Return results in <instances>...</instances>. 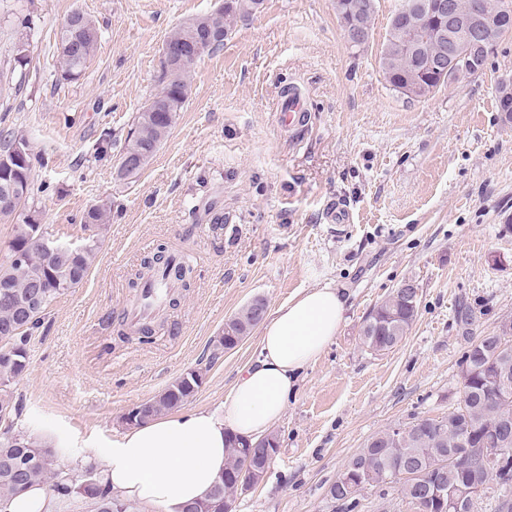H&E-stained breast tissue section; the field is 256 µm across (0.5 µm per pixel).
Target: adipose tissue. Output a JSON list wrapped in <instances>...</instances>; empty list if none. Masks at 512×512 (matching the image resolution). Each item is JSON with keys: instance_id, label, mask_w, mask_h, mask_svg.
Wrapping results in <instances>:
<instances>
[{"instance_id": "obj_1", "label": "adipose tissue", "mask_w": 512, "mask_h": 512, "mask_svg": "<svg viewBox=\"0 0 512 512\" xmlns=\"http://www.w3.org/2000/svg\"><path fill=\"white\" fill-rule=\"evenodd\" d=\"M346 311L330 287L311 288L263 323L259 354L241 369L221 410H183L134 426L113 440L102 477L124 500L181 512L212 487L228 434L257 439L284 416L300 371L334 340Z\"/></svg>"}]
</instances>
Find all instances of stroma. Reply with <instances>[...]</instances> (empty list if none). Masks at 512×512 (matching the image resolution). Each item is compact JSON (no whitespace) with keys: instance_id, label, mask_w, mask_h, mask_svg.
I'll return each mask as SVG.
<instances>
[{"instance_id":"obj_1","label":"stroma","mask_w":512,"mask_h":512,"mask_svg":"<svg viewBox=\"0 0 512 512\" xmlns=\"http://www.w3.org/2000/svg\"><path fill=\"white\" fill-rule=\"evenodd\" d=\"M220 2L0 0V132L31 142L40 190L29 209L58 239L88 206H112L96 264L31 341L14 428L47 437L81 478L84 457L104 464L123 415L187 370H207L187 409L220 408L258 356L256 328L211 356L244 305L259 298L272 310L329 286L346 300L345 319L300 373L273 427L278 454L235 512H335L328 488L347 461L385 429L446 415L469 343L512 317V123L497 110L512 34L481 74L413 101L390 90L378 63L397 0H377L361 50L344 39L336 0H264L197 63L184 110L135 181L91 161L96 141L125 138L156 92L167 34ZM77 7L101 38L66 81L56 43ZM21 41L30 62L19 75ZM292 87L307 112L287 130L277 108ZM158 245L184 253L191 286L153 337L120 339L129 281ZM407 281L419 307L405 340L370 352L366 316Z\"/></svg>"}]
</instances>
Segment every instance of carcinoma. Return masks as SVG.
<instances>
[{
	"label": "carcinoma",
	"mask_w": 512,
	"mask_h": 512,
	"mask_svg": "<svg viewBox=\"0 0 512 512\" xmlns=\"http://www.w3.org/2000/svg\"><path fill=\"white\" fill-rule=\"evenodd\" d=\"M263 0H224V34L221 39L198 50L203 32L196 25L182 24L173 30L167 41L178 49L179 56L169 65L161 62L160 89L152 97L153 107H143L134 118L124 143L120 147L116 173L124 180L136 178L150 163L159 146L169 136L190 93V73L198 60L224 46L238 26L256 14ZM375 0H336V7L351 12L365 29L372 26ZM100 35L95 22L83 11L71 12L61 32L58 44L62 75L78 79L95 53ZM448 47L441 45L429 25L419 31L410 29L406 16H391L383 42L379 63L390 88L414 99L411 85L418 79L435 87L440 74L438 66L451 65ZM26 145L28 164L16 166L11 179L22 184L17 204L27 201L34 193L32 179L33 149L28 138L8 132L0 143V158L10 155L13 145ZM135 158L137 165L126 166V158ZM13 218L12 236L6 249L21 251L26 260L20 263L8 259L0 263V296L8 293L10 302L0 299V512H8L10 501L28 486L41 482L61 499L87 496L93 512H136V507L113 495L100 480L95 465L86 467V479L76 484L60 472L58 454L40 436L17 432L7 421L20 412V402L14 385L29 366V347L33 333L39 328L52 303L71 289L79 287L95 265L101 245L103 227L112 220L111 206L93 204L85 211L80 235L76 239L55 241L46 250L31 233L32 227L16 208H1L0 220ZM265 302L255 299L245 305L225 331L227 336H246L260 322L259 311ZM418 305L408 304L394 290L377 305L365 320L363 344L374 352H387L406 337L417 315ZM479 363L486 371L512 369V338L500 340L494 349L485 348L483 340L471 343L464 363ZM205 369L199 367L180 375L159 395L139 405L140 419L147 422L173 412L192 398L201 385ZM512 422V383L489 388L473 382L461 390L458 403L448 414L435 418L421 417L404 426L403 443L389 448L381 434L371 437L364 448L354 455L336 481L329 495L343 512H354L362 491L370 487L393 488L412 505L425 496L427 487L437 479L450 488L463 484L471 475L484 468L481 434L495 418ZM411 466L413 476L401 475L403 464ZM246 457L228 448V458L210 490L183 512H216L214 503L224 502V491L232 490L239 480H254ZM499 490L495 512H512V475L496 480Z\"/></svg>",
	"instance_id": "carcinoma-1"
}]
</instances>
